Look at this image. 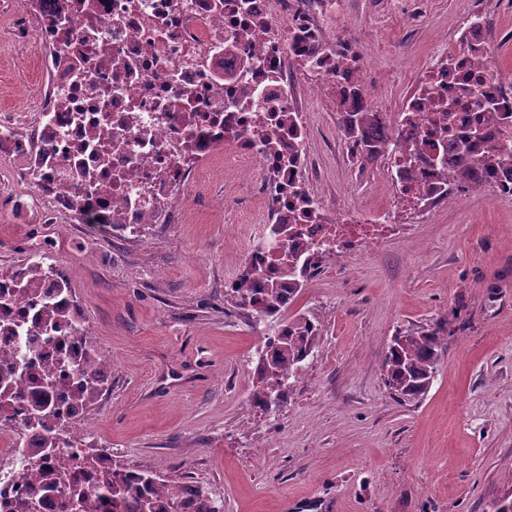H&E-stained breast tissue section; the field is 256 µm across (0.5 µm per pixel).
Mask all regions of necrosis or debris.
Returning a JSON list of instances; mask_svg holds the SVG:
<instances>
[{
	"label": "necrosis or debris",
	"mask_w": 512,
	"mask_h": 512,
	"mask_svg": "<svg viewBox=\"0 0 512 512\" xmlns=\"http://www.w3.org/2000/svg\"><path fill=\"white\" fill-rule=\"evenodd\" d=\"M341 0H0L10 23L0 42L36 43L49 74L36 103L0 110V161L17 184L0 189V212L25 224H97L124 239L180 221L201 173L223 152L258 163L263 228L243 261L268 277L283 255L309 269L344 260L395 235L398 207L427 215L457 195L449 138L481 131L512 153V82L494 64L483 12L460 20L456 43L417 76L373 133L341 141L346 159L374 167L393 195L385 209L336 208L300 200L313 169L305 102L358 118L374 111L379 73L358 51L355 29L337 24ZM478 86L483 108L454 114L439 134L440 106ZM33 249L30 261L0 268V368L23 386L59 360L51 400L58 428H39L30 398L0 389V512H13L39 473L59 472L58 488L33 512H81L75 497L112 475L108 449L92 447L84 412L68 401L74 372L104 352L81 342L85 313L69 274ZM66 327L45 337L47 308ZM62 439L50 447L51 438Z\"/></svg>",
	"instance_id": "4bbe7bcc"
}]
</instances>
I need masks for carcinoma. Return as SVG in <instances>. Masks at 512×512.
I'll use <instances>...</instances> for the list:
<instances>
[{"label": "carcinoma", "mask_w": 512, "mask_h": 512, "mask_svg": "<svg viewBox=\"0 0 512 512\" xmlns=\"http://www.w3.org/2000/svg\"><path fill=\"white\" fill-rule=\"evenodd\" d=\"M482 136L472 134L460 142L451 143L456 154L452 180L460 189H478L499 172L512 170V155L481 145ZM241 287L233 290L240 302L253 308L260 321L276 323L277 336L268 341L265 354L260 356L257 385L253 395L260 406L269 409L272 400L284 402L287 381L296 374L317 346L320 328L310 317L300 314L286 321L280 319L286 302L293 301L296 289L283 282L269 279L246 268L238 277ZM446 323L395 337L382 368L390 389L400 396L418 397L424 394L434 374L447 341ZM56 378L50 371L39 379L40 390L34 396L36 418L43 428H52L55 411L49 405L50 391ZM102 376L84 374L73 384L70 396L86 407L103 394ZM58 474L53 468L43 470L33 495L47 496L57 487ZM190 498L192 512H218L215 501L198 485L164 482L148 470H112V479L105 481L89 497L81 499L88 512H169L173 503Z\"/></svg>", "instance_id": "cac0c4a2"}]
</instances>
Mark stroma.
<instances>
[{"label": "stroma", "mask_w": 512, "mask_h": 512, "mask_svg": "<svg viewBox=\"0 0 512 512\" xmlns=\"http://www.w3.org/2000/svg\"><path fill=\"white\" fill-rule=\"evenodd\" d=\"M346 0L359 49L383 78L375 106L394 111L420 67L475 4L491 20L499 71L512 79V0H422L409 26ZM40 50L0 49V110L32 106ZM311 191L365 210L388 199L334 154L333 113L312 108ZM260 171L225 159L205 173L185 221L139 240L92 227L64 231L0 214V267L33 245L73 275L87 340L111 360L84 418L117 463L187 477L224 512H492L512 499V197L480 188L392 239L308 279L289 313L321 338L279 410L253 406L271 326L224 286L244 269L258 226ZM445 321L449 338L427 392L397 398L381 365L395 336Z\"/></svg>", "instance_id": "stroma-1"}]
</instances>
